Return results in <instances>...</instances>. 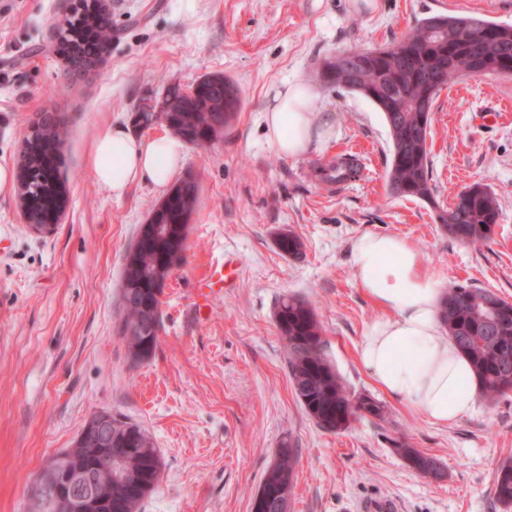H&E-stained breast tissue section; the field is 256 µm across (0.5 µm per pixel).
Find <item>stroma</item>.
Here are the masks:
<instances>
[{
    "mask_svg": "<svg viewBox=\"0 0 512 512\" xmlns=\"http://www.w3.org/2000/svg\"><path fill=\"white\" fill-rule=\"evenodd\" d=\"M76 2L0 0V165L16 166L30 125L54 112L68 129L69 187L49 234L28 228L16 194H0V512H30L46 460L101 409L145 428L160 451L161 479L141 512H251L286 437L297 450L290 512H358L392 497L404 512H512L494 495L496 470L512 458V395L440 426L382 393L357 360L380 311L351 261L362 235H396L444 286L468 282L512 302V77L469 78L437 97L430 203L389 194L382 113L319 79L336 54L390 44L432 14L512 24V0H105L112 38L90 70L57 49L55 24ZM213 73L235 85L240 109L174 173L194 174L198 202L185 260L160 297L156 349L136 363L120 335L124 261L164 192L139 182L113 198L88 157L109 125ZM297 82L312 87L315 121L330 133L288 159L270 145L264 114ZM340 157L355 172L324 178ZM475 182L495 194L500 218L491 240L464 244L436 211ZM284 232L301 238L300 256L279 250ZM228 256L235 286L197 307L199 283ZM286 296L313 306L325 357L352 391L384 405L385 420L361 416L328 433L308 415L274 320ZM400 442L435 457L444 478L419 474Z\"/></svg>",
    "mask_w": 512,
    "mask_h": 512,
    "instance_id": "stroma-1",
    "label": "stroma"
}]
</instances>
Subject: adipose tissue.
Returning <instances> with one entry per match:
<instances>
[{"label": "adipose tissue", "mask_w": 512, "mask_h": 512, "mask_svg": "<svg viewBox=\"0 0 512 512\" xmlns=\"http://www.w3.org/2000/svg\"><path fill=\"white\" fill-rule=\"evenodd\" d=\"M312 98L308 86L292 83L266 112L265 132L278 155L300 157L319 138ZM184 156L178 137L146 139L117 124L95 138L89 165L96 181L119 198L136 182L165 186ZM352 259L359 288L381 311L365 326L358 347L373 384L436 425L454 423L473 410L478 384L468 360L442 330L439 311L446 290L426 272L422 254L402 237L369 233L356 241Z\"/></svg>", "instance_id": "obj_1"}]
</instances>
